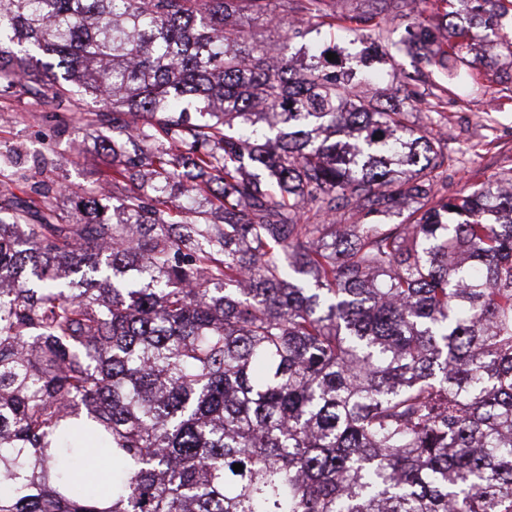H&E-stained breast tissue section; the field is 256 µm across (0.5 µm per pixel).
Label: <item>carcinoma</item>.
<instances>
[{
    "label": "carcinoma",
    "instance_id": "obj_1",
    "mask_svg": "<svg viewBox=\"0 0 512 512\" xmlns=\"http://www.w3.org/2000/svg\"><path fill=\"white\" fill-rule=\"evenodd\" d=\"M294 2L293 37L333 40L408 6ZM274 3L0 0V85L97 99L126 215L31 224L0 192V512H512V177L440 194L413 91L383 106L336 47L274 64L228 22ZM511 11L448 0L402 44L469 81L460 16ZM186 180L220 234L171 204Z\"/></svg>",
    "mask_w": 512,
    "mask_h": 512
}]
</instances>
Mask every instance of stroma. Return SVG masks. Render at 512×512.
Returning a JSON list of instances; mask_svg holds the SVG:
<instances>
[{"label":"stroma","mask_w":512,"mask_h":512,"mask_svg":"<svg viewBox=\"0 0 512 512\" xmlns=\"http://www.w3.org/2000/svg\"><path fill=\"white\" fill-rule=\"evenodd\" d=\"M276 10L282 15L281 28L251 21L247 31L252 40L275 56L313 53L321 35L313 31L303 38L288 37L285 25L297 14L285 0H278ZM433 15L424 0H413L405 16L382 22L391 59L371 71L361 92L383 102L399 96L401 86L416 90L420 100L411 121L439 140L448 157L440 189L450 196L466 195L481 182L512 174V62L474 61L476 81L449 84L436 69L397 48L409 26L430 22ZM71 97L69 107L34 106L18 100L9 86L0 87V185L35 204L51 197L63 216L75 195L106 186L112 176V152L102 147L96 133L98 103L78 87Z\"/></svg>","instance_id":"1"}]
</instances>
